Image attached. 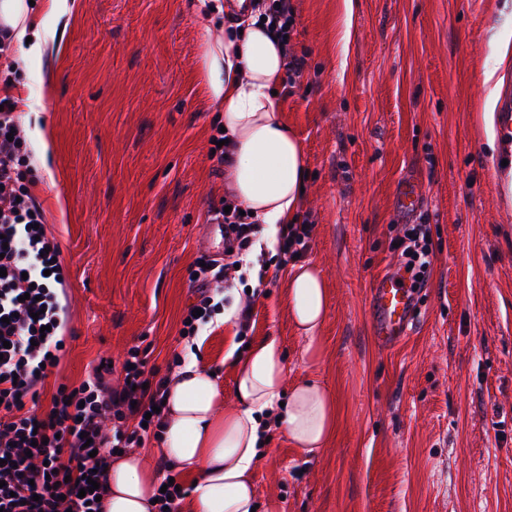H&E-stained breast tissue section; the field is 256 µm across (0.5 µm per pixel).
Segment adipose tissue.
Returning a JSON list of instances; mask_svg holds the SVG:
<instances>
[{
    "mask_svg": "<svg viewBox=\"0 0 512 512\" xmlns=\"http://www.w3.org/2000/svg\"><path fill=\"white\" fill-rule=\"evenodd\" d=\"M29 0H0V22L10 25L28 55L43 50V38L28 39ZM204 91L223 111L229 140L233 197L257 222L262 240L274 246L279 225L292 223L305 186V158L275 96L285 75L280 42L252 4L223 36L205 32L202 42ZM328 292L316 264L293 267L288 279V314L318 350V333ZM287 365L276 337L253 344L239 361L235 405L222 409L224 392L209 370L189 362L168 381L162 455L172 466L197 476L191 512H251L256 504L255 472L263 442L262 422L281 414L286 436L306 454L324 447L337 425L336 400L318 379L287 384ZM157 476L143 456L130 453L108 468L104 512H157Z\"/></svg>",
    "mask_w": 512,
    "mask_h": 512,
    "instance_id": "obj_1",
    "label": "adipose tissue"
}]
</instances>
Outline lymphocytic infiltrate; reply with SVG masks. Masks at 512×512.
Here are the masks:
<instances>
[{"label": "lymphocytic infiltrate", "instance_id": "f902f5d3", "mask_svg": "<svg viewBox=\"0 0 512 512\" xmlns=\"http://www.w3.org/2000/svg\"><path fill=\"white\" fill-rule=\"evenodd\" d=\"M27 134L12 96L0 95V512H101L88 481H107L114 450L139 448L159 435L165 380L147 382L139 347L125 358L121 388H112L108 362L78 386H59L46 409H39L45 380L64 347L59 331L63 309L58 287L64 272L57 243L43 227V210L27 182ZM216 219L224 226V258L194 263L190 269L198 315L184 323L197 335L215 306L211 285L235 280L236 267L259 231L241 216V206L225 197ZM396 241L412 287L428 282L434 254L430 227L406 224Z\"/></svg>", "mask_w": 512, "mask_h": 512}]
</instances>
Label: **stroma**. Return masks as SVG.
<instances>
[{
	"mask_svg": "<svg viewBox=\"0 0 512 512\" xmlns=\"http://www.w3.org/2000/svg\"><path fill=\"white\" fill-rule=\"evenodd\" d=\"M73 2L31 17L48 39L10 90L40 111L31 190L65 277L44 394L137 346L155 381L194 354L230 407L234 356L274 336L288 383L334 393L337 427L307 455L270 427L260 512H512V177L496 169L498 84L483 79L512 70V0H293L304 68L279 102L306 159L304 258L329 292L315 358L288 316L290 263L269 250L260 287L237 283L195 344L181 335L189 269L224 238L212 215L229 175L208 157L219 113L200 43L222 16L194 0ZM407 179L421 190L410 216L396 205ZM407 223L429 225L434 269L410 336L384 347L370 296L398 269L389 243ZM233 304L248 322L225 319Z\"/></svg>",
	"mask_w": 512,
	"mask_h": 512,
	"instance_id": "1",
	"label": "stroma"
}]
</instances>
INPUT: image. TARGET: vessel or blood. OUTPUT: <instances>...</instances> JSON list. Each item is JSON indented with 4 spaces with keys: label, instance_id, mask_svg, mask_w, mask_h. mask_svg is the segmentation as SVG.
<instances>
[{
    "label": "vessel or blood",
    "instance_id": "1",
    "mask_svg": "<svg viewBox=\"0 0 512 512\" xmlns=\"http://www.w3.org/2000/svg\"><path fill=\"white\" fill-rule=\"evenodd\" d=\"M496 130L502 156L512 163V81L503 80L496 104ZM420 192L412 181L400 185L396 203L399 211L410 215L418 207ZM375 333L379 344L389 346L408 336L416 300L401 272H392L377 280L370 297Z\"/></svg>",
    "mask_w": 512,
    "mask_h": 512
}]
</instances>
